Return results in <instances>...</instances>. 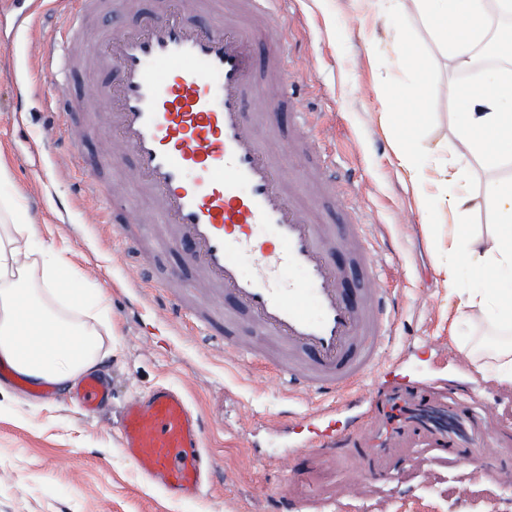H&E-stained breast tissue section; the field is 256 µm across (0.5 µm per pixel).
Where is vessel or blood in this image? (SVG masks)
<instances>
[{
    "mask_svg": "<svg viewBox=\"0 0 512 512\" xmlns=\"http://www.w3.org/2000/svg\"><path fill=\"white\" fill-rule=\"evenodd\" d=\"M63 29L66 44L85 43V19L112 13V0H75ZM86 57L63 58L64 73L91 63L104 72L111 107L108 132L135 160L137 188L154 199V221L170 227L186 271L171 272L179 292L159 290L156 305L189 323L193 336L247 356L291 394L329 398L327 413L359 392L390 334V293L378 284L379 254L361 224H320L311 213L316 190L339 193L343 182L330 154L311 158L312 176L286 186L287 149L252 134L245 103L260 92L261 71L273 74L274 112L292 111L296 141L314 140L310 113L295 107L283 50L259 68L254 40L232 17L201 28L181 0L163 16H144L122 36L102 30ZM135 263L138 285L152 277L142 259L140 228L115 227ZM346 252L364 285L345 286L334 262ZM105 375L89 376L77 398L86 410L108 400ZM203 417L183 393L160 385L131 400L121 446L139 475L165 494L196 498L218 473L203 450ZM503 443L466 401L441 384L407 385L378 394L367 419L318 442L319 453L357 460L372 477L393 474L422 451L466 467Z\"/></svg>",
    "mask_w": 512,
    "mask_h": 512,
    "instance_id": "1",
    "label": "vessel or blood"
}]
</instances>
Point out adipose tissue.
<instances>
[{"label": "adipose tissue", "instance_id": "ef3b65f1", "mask_svg": "<svg viewBox=\"0 0 512 512\" xmlns=\"http://www.w3.org/2000/svg\"><path fill=\"white\" fill-rule=\"evenodd\" d=\"M390 8L414 10L431 20L432 37L447 52L458 75L468 77L461 99L456 140L459 150L496 170L512 152V71L488 68L474 72V51L486 38L489 6L512 13V0H385ZM423 201L439 197L449 213L463 219L481 202L493 203L495 218L487 236L455 232L448 237L445 274L463 317L487 328L470 337L466 353L481 369L492 368L499 383L512 386V189L490 179L477 197L467 178L438 163L430 179L414 151L397 154ZM9 216L0 225V364L33 384L63 386L79 381L115 352L112 326L106 320V297L84 305L77 289L64 285L60 266L45 262L35 246V232L16 199L0 203ZM490 273L493 287L462 285L460 266Z\"/></svg>", "mask_w": 512, "mask_h": 512}]
</instances>
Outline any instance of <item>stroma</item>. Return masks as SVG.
Here are the masks:
<instances>
[{
    "mask_svg": "<svg viewBox=\"0 0 512 512\" xmlns=\"http://www.w3.org/2000/svg\"><path fill=\"white\" fill-rule=\"evenodd\" d=\"M0 0V157L14 190L48 244L45 259L62 264L85 302L108 299L115 357L100 371L109 399L86 414L67 388L44 398L23 380H0V512H512V455L488 449L468 470L421 455L374 480L355 464L292 451L354 426L361 408L317 416L316 396H291L273 374L247 360L201 348L185 326L165 322L132 288V260L111 224L96 220L104 201L84 195L97 158L113 148L99 132H50L57 102L75 100L101 111L103 73L88 69L76 85L49 67L60 52L70 0ZM239 21L277 41L290 62L303 64L297 95L312 112L316 140L349 175L344 200L322 196L323 223L355 211L376 240L382 281L394 288V324L383 367L368 393L398 384L439 380L460 388L496 428L512 432V388L477 370L463 349V325L443 271L448 226L442 204L422 208L395 146L401 137L386 100L405 112L426 111L413 144L432 165L437 145L455 139L454 99L462 86L427 20L414 14H366L359 0H280L269 18ZM407 43L409 57L397 56ZM167 384L181 391L206 421L203 444L224 474L202 498L175 501L142 481L119 446V428L134 396Z\"/></svg>",
    "mask_w": 512,
    "mask_h": 512,
    "instance_id": "stroma-1",
    "label": "stroma"
}]
</instances>
